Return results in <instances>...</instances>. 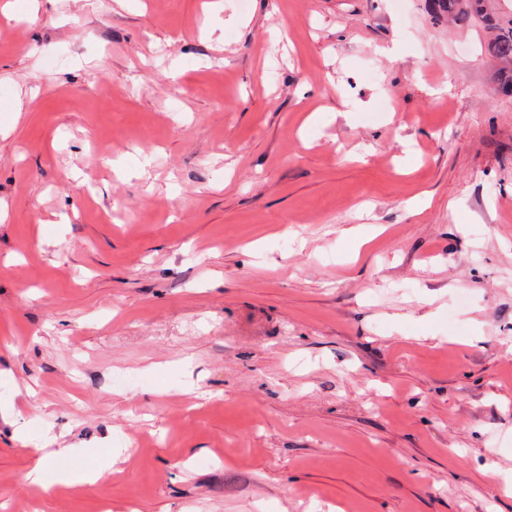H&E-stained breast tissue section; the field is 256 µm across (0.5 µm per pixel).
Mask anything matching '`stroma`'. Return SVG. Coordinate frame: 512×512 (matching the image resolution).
Listing matches in <instances>:
<instances>
[{"label":"stroma","mask_w":512,"mask_h":512,"mask_svg":"<svg viewBox=\"0 0 512 512\" xmlns=\"http://www.w3.org/2000/svg\"><path fill=\"white\" fill-rule=\"evenodd\" d=\"M212 1L0 0V499L512 512L482 475H512L485 30ZM39 448L109 476L38 494Z\"/></svg>","instance_id":"35a3bbf8"}]
</instances>
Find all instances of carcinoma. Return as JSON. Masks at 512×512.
I'll return each instance as SVG.
<instances>
[{"mask_svg":"<svg viewBox=\"0 0 512 512\" xmlns=\"http://www.w3.org/2000/svg\"><path fill=\"white\" fill-rule=\"evenodd\" d=\"M428 9L438 21H481L489 33L486 53L501 64L499 88L512 94V15L504 18L492 11L489 0H428Z\"/></svg>","mask_w":512,"mask_h":512,"instance_id":"obj_1","label":"carcinoma"}]
</instances>
